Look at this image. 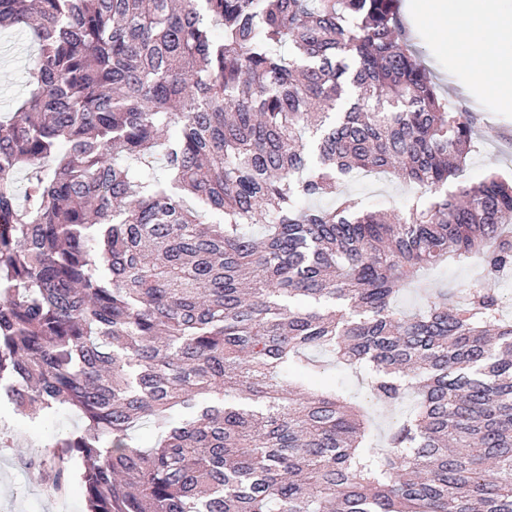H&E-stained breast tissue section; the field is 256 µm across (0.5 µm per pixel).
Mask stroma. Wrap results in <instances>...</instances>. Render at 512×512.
<instances>
[{"mask_svg":"<svg viewBox=\"0 0 512 512\" xmlns=\"http://www.w3.org/2000/svg\"><path fill=\"white\" fill-rule=\"evenodd\" d=\"M448 35L441 29L427 30L416 38L435 80L449 87L453 99L478 107L484 144L463 171L460 180L474 183L491 171L512 174V112L499 111L494 99L475 92L465 82L455 62L446 52ZM38 58V47L19 30L0 35V113L10 111L15 100L27 92L26 76ZM346 190L371 209L401 213L414 202V192L402 179L386 174L378 178L354 175ZM479 276L474 266H446L433 272L428 286L405 289L396 301L402 313H411L426 303V287L467 288ZM330 376L355 402L367 405L378 435L399 420L403 407L387 408L370 404L368 390L360 377L344 367L331 368ZM77 415L63 409L50 417L41 414L18 415L8 404H0V512H85V498L80 483H73L60 498L49 495L34 459L48 453L63 434L78 427Z\"/></svg>","mask_w":512,"mask_h":512,"instance_id":"1","label":"stroma"}]
</instances>
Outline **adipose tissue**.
Returning <instances> with one entry per match:
<instances>
[{
    "instance_id": "1",
    "label": "adipose tissue",
    "mask_w": 512,
    "mask_h": 512,
    "mask_svg": "<svg viewBox=\"0 0 512 512\" xmlns=\"http://www.w3.org/2000/svg\"><path fill=\"white\" fill-rule=\"evenodd\" d=\"M504 0H407L411 29H448L447 46L468 74L471 86L493 95L512 112V9Z\"/></svg>"
}]
</instances>
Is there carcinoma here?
<instances>
[{"mask_svg": "<svg viewBox=\"0 0 512 512\" xmlns=\"http://www.w3.org/2000/svg\"><path fill=\"white\" fill-rule=\"evenodd\" d=\"M399 4L0 0L39 47L0 114V400L81 419L48 493L77 458L87 512H512V177L457 183L478 115ZM368 171L407 213L343 192ZM312 350L415 396L383 444ZM346 191L366 207L383 212H404L415 201L414 191L392 174L381 175V178L354 175L346 182ZM478 276L479 269L471 265L442 267L429 275L430 281L405 289L397 298L396 308L401 313H412L425 305V288H469Z\"/></svg>", "mask_w": 512, "mask_h": 512, "instance_id": "cac0c4a2", "label": "carcinoma"}]
</instances>
